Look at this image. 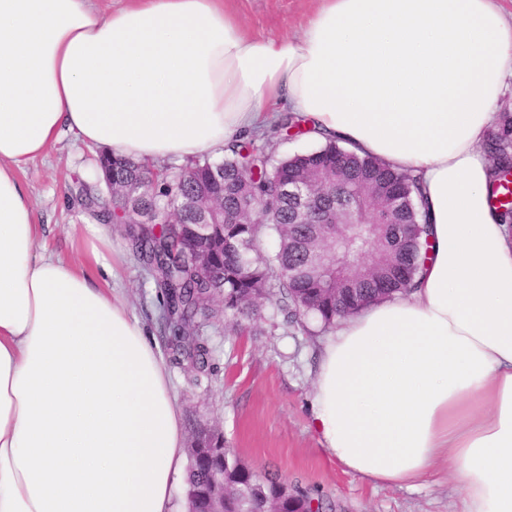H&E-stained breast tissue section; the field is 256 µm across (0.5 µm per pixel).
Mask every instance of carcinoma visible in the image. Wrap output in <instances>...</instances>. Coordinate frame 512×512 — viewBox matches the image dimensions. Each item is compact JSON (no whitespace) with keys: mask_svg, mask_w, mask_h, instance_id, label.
I'll use <instances>...</instances> for the list:
<instances>
[{"mask_svg":"<svg viewBox=\"0 0 512 512\" xmlns=\"http://www.w3.org/2000/svg\"><path fill=\"white\" fill-rule=\"evenodd\" d=\"M294 112L278 115L275 126L293 140L305 134ZM492 160L489 197L500 211L502 222L512 225V113L505 112L484 143ZM100 173L95 183H82L84 202L98 208L104 223L126 226L134 258L153 280L161 297L159 320L173 360L197 371L204 369L208 348L200 338L203 325L219 317L237 322L261 317L260 301L276 299L287 323L315 336L336 328L369 303L404 296L415 288L420 248L428 224L416 208L414 195L419 181L371 157H359L337 141L310 151L273 159L261 135L246 131L230 141L224 158L193 159L184 168L157 171L132 158L99 153ZM311 166L339 169L341 185H331L319 197L336 209L350 202L362 210L372 230L343 227L350 248L364 259L359 272L336 262L329 237L318 224L296 223L298 202L283 192L288 176H297ZM221 169L224 181L213 180ZM156 182L157 193L138 199L137 209L112 202L98 191L100 183L136 184ZM204 192L223 200L224 214L203 232L186 202ZM388 196L400 205L391 211ZM260 207L261 222L252 217ZM151 213V222L141 224L137 211ZM273 234L274 253L259 249L261 239ZM223 437L201 428L191 437L188 489L207 483L208 473H224V512H268L282 503L284 512H322L323 502L298 486L277 478L257 475L230 448L201 458L204 448H216Z\"/></svg>","mask_w":512,"mask_h":512,"instance_id":"obj_1","label":"carcinoma"}]
</instances>
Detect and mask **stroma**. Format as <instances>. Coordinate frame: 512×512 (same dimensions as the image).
Returning a JSON list of instances; mask_svg holds the SVG:
<instances>
[{
    "instance_id": "35a3bbf8",
    "label": "stroma",
    "mask_w": 512,
    "mask_h": 512,
    "mask_svg": "<svg viewBox=\"0 0 512 512\" xmlns=\"http://www.w3.org/2000/svg\"><path fill=\"white\" fill-rule=\"evenodd\" d=\"M230 5L255 37L278 40L299 33L313 0H230ZM95 155L66 131L46 156L28 164L26 183L42 227L39 251L73 255L80 224L93 216L78 190ZM104 230L116 260L111 286L158 345L183 433L197 425L223 432L225 445L254 471L318 495L323 512H460L462 494L447 464L407 488L347 472L327 455L310 406L323 339L287 325L275 302H265L261 320L239 331L225 320L205 325L200 331L209 347L205 372L176 364L160 330L157 290L134 259L124 226L108 224Z\"/></svg>"
}]
</instances>
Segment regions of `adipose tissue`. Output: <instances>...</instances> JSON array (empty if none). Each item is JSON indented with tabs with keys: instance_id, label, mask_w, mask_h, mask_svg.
I'll use <instances>...</instances> for the list:
<instances>
[{
	"instance_id": "obj_1",
	"label": "adipose tissue",
	"mask_w": 512,
	"mask_h": 512,
	"mask_svg": "<svg viewBox=\"0 0 512 512\" xmlns=\"http://www.w3.org/2000/svg\"><path fill=\"white\" fill-rule=\"evenodd\" d=\"M252 36L224 0H0V512H169L180 412L155 343L111 289L107 235L38 252L20 178L63 131L153 164L221 151L281 106L421 178L417 285L343 321L311 409L349 472L410 486L447 461L461 512H512V225L482 149L512 93L499 0H316Z\"/></svg>"
}]
</instances>
